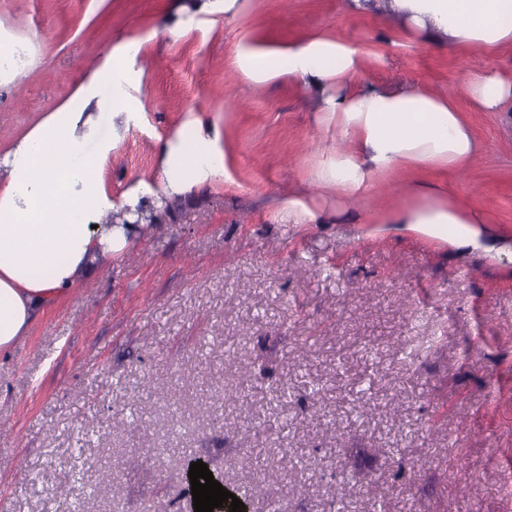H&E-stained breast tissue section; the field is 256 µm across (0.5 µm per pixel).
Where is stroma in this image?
Listing matches in <instances>:
<instances>
[{
    "label": "stroma",
    "mask_w": 512,
    "mask_h": 512,
    "mask_svg": "<svg viewBox=\"0 0 512 512\" xmlns=\"http://www.w3.org/2000/svg\"><path fill=\"white\" fill-rule=\"evenodd\" d=\"M0 0V33L33 42L0 78V152L49 113L110 111L76 91L114 46L139 45L113 138L114 203L158 173L157 145L195 116L224 134L223 183L173 203L128 258L51 305L0 358V512H182V465L283 512H512V116L464 86L512 81V47H438L346 0ZM326 37L363 52L368 84L453 95L479 150L465 171L410 165L379 193L428 186L481 210L492 252L359 221L314 172L339 145L308 88L246 81L239 54ZM309 196L325 224L283 205ZM223 395L214 407V395Z\"/></svg>",
    "instance_id": "1"
}]
</instances>
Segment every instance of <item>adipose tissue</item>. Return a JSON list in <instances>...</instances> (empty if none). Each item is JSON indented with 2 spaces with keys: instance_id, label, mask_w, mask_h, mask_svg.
Returning a JSON list of instances; mask_svg holds the SVG:
<instances>
[{
  "instance_id": "adipose-tissue-1",
  "label": "adipose tissue",
  "mask_w": 512,
  "mask_h": 512,
  "mask_svg": "<svg viewBox=\"0 0 512 512\" xmlns=\"http://www.w3.org/2000/svg\"><path fill=\"white\" fill-rule=\"evenodd\" d=\"M357 13L387 11L425 40L496 51L512 43V0H348ZM361 50L314 37L238 60L242 74L260 83L286 75L313 89L320 112L335 121L350 147L320 165L316 182L346 194L366 192L373 178L404 163L460 165L477 142L453 102L412 87L364 86ZM468 91L486 111L512 102V82L473 77ZM187 131L158 144L159 180L141 181L113 204L101 182L112 142L98 138L92 117L55 112L0 154V355L8 354L46 308L95 271L120 258L136 232L138 213L161 217L167 205L224 176V135L194 118ZM126 220H112L114 210ZM366 224H398L435 240L481 248L478 209L462 210L429 189L407 207L362 217Z\"/></svg>"
}]
</instances>
